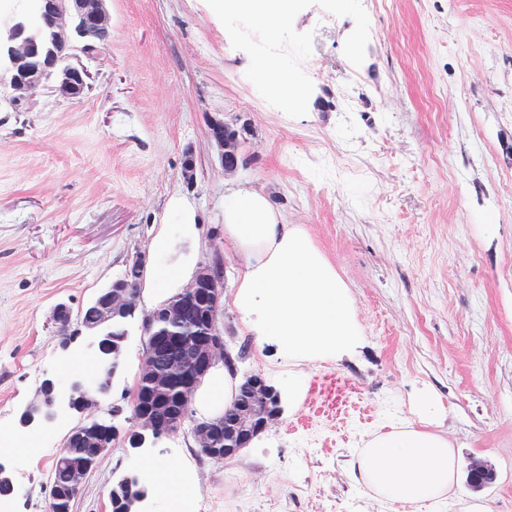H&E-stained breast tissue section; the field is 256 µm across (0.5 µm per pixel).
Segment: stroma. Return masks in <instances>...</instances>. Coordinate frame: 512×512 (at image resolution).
<instances>
[{
  "mask_svg": "<svg viewBox=\"0 0 512 512\" xmlns=\"http://www.w3.org/2000/svg\"><path fill=\"white\" fill-rule=\"evenodd\" d=\"M288 28L259 30L249 15L217 13L213 0H107L109 39L78 100L50 86L14 111L0 88V434L44 379L68 387L98 370L94 336L61 346L52 308L81 313L148 257L158 269L221 256L232 293L238 260L211 231L232 188L268 193L283 222L300 224L349 290L361 330L339 359L284 360L224 306L240 372L281 396V416L235 456H202L189 429L140 448L118 441L83 480L73 512H112L118 478H152L175 463L196 470L191 512H432L386 505L354 463L389 426L446 437L457 478L442 512H512V0H294ZM276 54L308 93L280 104L254 82ZM321 63L308 72L310 56ZM244 128L243 166L225 174L207 118ZM196 158V182L181 169ZM196 241H181L183 218ZM174 247L159 253L155 238ZM133 319L123 364L100 401L120 433L132 430L128 382L144 355ZM300 388L289 396V385ZM428 394L433 416L415 402ZM80 419L60 402L26 441L0 447L14 474L0 512H49V477ZM492 469L472 489L473 463Z\"/></svg>",
  "mask_w": 512,
  "mask_h": 512,
  "instance_id": "1",
  "label": "stroma"
}]
</instances>
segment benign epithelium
Segmentation results:
<instances>
[{"label": "benign epithelium", "instance_id": "benign-epithelium-1", "mask_svg": "<svg viewBox=\"0 0 512 512\" xmlns=\"http://www.w3.org/2000/svg\"><path fill=\"white\" fill-rule=\"evenodd\" d=\"M111 18L106 0H41V40H36L28 17L20 15L11 22L0 24V83L10 91L15 106L23 107L45 82L53 81L54 91L65 100L80 97L87 87L89 75L83 68L66 62V57L44 50L48 42L75 41L83 52L99 45L103 35L110 31ZM210 141L218 150V158L226 174L236 173L243 165L242 140L231 133L224 118L213 116L208 122ZM203 299L212 306L209 316L203 318L194 331L180 330L191 304ZM140 302V283L113 282L101 289L91 302L97 308L93 322H82L90 333L98 336L97 353L102 372L89 384L82 379L71 381L68 406L82 415L68 432L61 453L73 444L85 448H104L101 433L88 426L96 417L99 399L108 394L114 376L112 361L118 348L108 341L112 326L119 318L136 314ZM224 275L214 263L201 264L194 277L175 295L160 306L169 331H155L153 313L144 316V335L147 350L143 356L139 378L152 388L149 400L139 399L132 404L134 437L138 443L152 436L160 438L178 432L189 419L192 398L203 379L218 363L225 362L228 350L224 343ZM72 310L65 302L57 303L52 311L58 326L70 327ZM178 383L182 388V405L173 410L165 401L169 388ZM60 389L44 380L34 397L21 412L19 422L28 428L41 421L51 420L57 410ZM280 410L270 405L265 380L258 374L245 377V397L239 402L230 419L197 421L191 435L200 453L207 457L218 454V438L224 436V451L248 444L266 431L279 417ZM494 473L480 463L471 465L469 485L480 490L490 484Z\"/></svg>", "mask_w": 512, "mask_h": 512}]
</instances>
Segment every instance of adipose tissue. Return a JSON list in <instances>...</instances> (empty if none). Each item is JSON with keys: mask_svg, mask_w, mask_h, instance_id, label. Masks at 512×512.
Instances as JSON below:
<instances>
[{"mask_svg": "<svg viewBox=\"0 0 512 512\" xmlns=\"http://www.w3.org/2000/svg\"><path fill=\"white\" fill-rule=\"evenodd\" d=\"M214 7L251 13L256 25L285 27L289 0H215ZM221 233L239 262L232 304L247 331L288 358L320 360L353 346L359 336L353 303L334 265L299 224L282 223L262 193L238 190L224 199ZM238 379L215 366L197 391L199 415H221ZM359 474L387 504L445 501L455 477L448 441L411 426L378 435L358 460Z\"/></svg>", "mask_w": 512, "mask_h": 512, "instance_id": "1", "label": "adipose tissue"}]
</instances>
